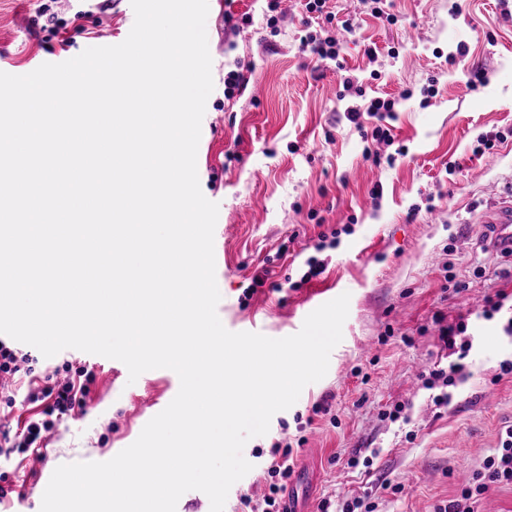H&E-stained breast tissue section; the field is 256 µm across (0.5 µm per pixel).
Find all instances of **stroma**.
<instances>
[{
    "label": "stroma",
    "instance_id": "stroma-1",
    "mask_svg": "<svg viewBox=\"0 0 512 512\" xmlns=\"http://www.w3.org/2000/svg\"><path fill=\"white\" fill-rule=\"evenodd\" d=\"M45 7L65 25L69 46L46 27L39 15ZM329 7L336 21L354 22L336 64L303 47V0H285L273 38L262 0H234V16L250 17L245 37L233 38L217 13L206 21L214 89L197 171L203 194L219 205L222 324L283 338L301 329L314 289L350 295L326 376L277 412L266 435L247 442L243 456L252 469L232 486L224 512H239L242 492L263 495L277 442L293 449L297 512H318L325 499L330 512H341L366 494L376 512H436L512 426V375H496L499 362L512 358V336L499 320H479L466 359L470 375L451 388L449 405L435 406L420 379L448 360L434 314L454 323L497 291L512 295V260L484 246L481 226L512 186V0H386V22L366 14L361 0H331ZM134 19L130 0H0V53L13 74L24 75L36 60L61 63L85 48L123 42ZM460 46L464 56L448 66L446 55ZM370 47L376 58L367 56ZM235 68L248 85L228 97L224 75ZM473 73L482 80L471 88ZM346 76L364 97L341 96ZM428 86L433 96L423 95ZM382 95L395 100L393 134L403 153L376 165L367 157L369 140L344 112ZM497 132L506 141L491 155H474L478 135ZM334 230L337 244L318 248L320 234ZM313 255L326 270L301 282ZM261 269L265 284L244 298ZM451 278L459 289L448 288ZM68 364L92 369L90 408L57 420L40 447L0 461L7 484L22 486L21 494L0 498V512H40L58 465L113 458L179 385L164 368L129 382L120 361L76 349L36 362L48 373ZM404 403L409 422L384 419ZM355 456L371 457V466L349 467ZM386 481L402 484V492L383 489Z\"/></svg>",
    "mask_w": 512,
    "mask_h": 512
}]
</instances>
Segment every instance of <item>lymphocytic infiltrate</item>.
I'll use <instances>...</instances> for the list:
<instances>
[{
	"label": "lymphocytic infiltrate",
	"mask_w": 512,
	"mask_h": 512,
	"mask_svg": "<svg viewBox=\"0 0 512 512\" xmlns=\"http://www.w3.org/2000/svg\"><path fill=\"white\" fill-rule=\"evenodd\" d=\"M374 118L370 131L372 142L393 145L391 119L394 117V103L382 97L369 99L366 107L351 106L346 118L355 126H362L364 117ZM468 326L465 322L447 324L440 328V340L450 355L447 366L436 365L424 374L425 388L435 390L434 401L439 405L449 404L451 397L448 387L456 381L466 379L465 359L470 346L465 339ZM26 378L24 401L31 412L22 428L0 425V458H11L36 447L44 432L52 428L53 418L63 417L88 406V387L80 378L71 377L64 381L35 374L29 354L12 348L0 339V387L5 390L6 401H14L13 386L17 378ZM294 458L291 448L273 452L265 473L268 477V491L256 499L244 494L240 504L247 512H280L279 493L293 472ZM512 485V429L507 430L499 448L489 455L481 472L461 489L459 495L440 506L437 512H474L473 505L486 494L491 486Z\"/></svg>",
	"instance_id": "1"
}]
</instances>
